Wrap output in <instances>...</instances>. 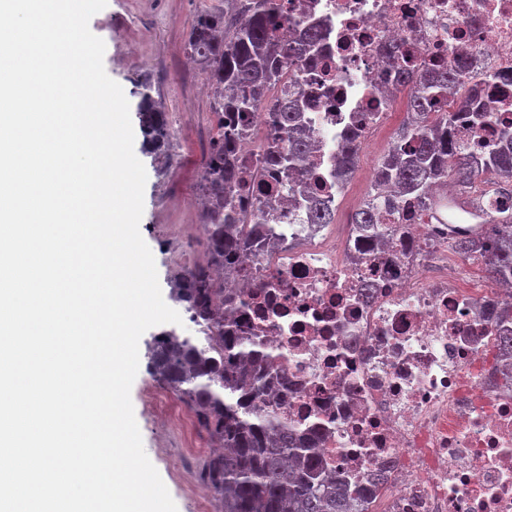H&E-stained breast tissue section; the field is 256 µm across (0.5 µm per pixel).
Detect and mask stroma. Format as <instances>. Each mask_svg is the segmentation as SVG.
<instances>
[{"instance_id":"obj_1","label":"stroma","mask_w":512,"mask_h":512,"mask_svg":"<svg viewBox=\"0 0 512 512\" xmlns=\"http://www.w3.org/2000/svg\"><path fill=\"white\" fill-rule=\"evenodd\" d=\"M224 0H108L90 22L105 43L104 68L123 89L130 108L149 94L168 126L164 148H151L142 129L134 131V152L147 182L140 233L156 264L163 297L177 276L207 259L202 232V174L209 148L218 137L211 110L212 89L200 88L199 66L190 56L189 35L197 14ZM407 118L398 110L362 148L358 167L342 195L340 211L354 216L366 201L375 169L386 152L389 129ZM157 334L148 329L139 341V370L131 400L145 452L167 487L177 512H220L206 474L212 453L209 435L186 423V402L159 384L149 369V350Z\"/></svg>"}]
</instances>
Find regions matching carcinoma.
Here are the masks:
<instances>
[{
  "label": "carcinoma",
  "instance_id": "obj_1",
  "mask_svg": "<svg viewBox=\"0 0 512 512\" xmlns=\"http://www.w3.org/2000/svg\"><path fill=\"white\" fill-rule=\"evenodd\" d=\"M318 37V23L284 16L280 0H224V7L198 16L189 37L192 56L215 87L213 110L220 134L203 173L202 189L214 201L202 225L208 260L178 276L173 298L192 313L205 336H182L175 329L161 332L151 349L150 371L192 407L200 427L221 443L206 464L221 512H367L369 504L361 494H352L340 476L324 470L311 442L277 408L260 403L267 387L262 367L268 365V357L263 344L246 335V326L235 316L245 305L242 290L249 285L243 241L253 233L238 198L253 180L265 176V169L247 165L230 145L251 135L246 117L261 107L285 69L306 63ZM458 83L454 70L398 73V85L409 88L408 121L398 132L394 149L376 168L374 194L352 220L368 240L387 237L389 227L376 221L375 199L384 189L394 192L389 201L395 204L429 182L453 178L472 185L484 168L512 178V126L500 130L492 160L483 167L450 138L452 115L435 121L427 112L436 102L450 108L467 105L461 98L448 99ZM137 112L151 143L163 145L167 125L148 94H142ZM226 114H237L240 121L227 122ZM359 148L354 136L341 142L340 182H345ZM310 150L298 102L286 98L272 113L268 156L282 169V190L290 196H297L294 174ZM454 205L469 208L483 221L452 231L449 246L482 261L492 281H511L512 206L492 212L480 195ZM272 210L274 200L260 198L253 215L255 224L266 225L269 245L278 237V230L269 225ZM334 214L329 202L318 199L311 200L306 212L310 224H330Z\"/></svg>",
  "mask_w": 512,
  "mask_h": 512
}]
</instances>
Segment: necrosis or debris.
Segmentation results:
<instances>
[{"instance_id": "obj_1", "label": "necrosis or debris", "mask_w": 512, "mask_h": 512, "mask_svg": "<svg viewBox=\"0 0 512 512\" xmlns=\"http://www.w3.org/2000/svg\"><path fill=\"white\" fill-rule=\"evenodd\" d=\"M317 21L309 73L289 74L315 138L308 195L336 198L344 135L367 142L391 116L399 72L475 74L487 120L454 114L451 135L488 156L512 120V0H283ZM268 175L244 210L275 196L282 238L253 245L241 319L273 358L272 396L289 421L315 434L325 467L373 493L372 512H512V383L503 384L496 339L512 331L498 308L512 283L471 288L448 266L450 228L416 205L380 207L393 230L387 251L355 232L328 237L303 206L277 198Z\"/></svg>"}]
</instances>
